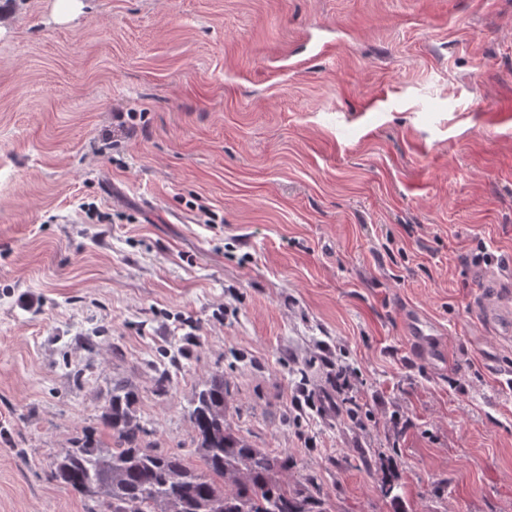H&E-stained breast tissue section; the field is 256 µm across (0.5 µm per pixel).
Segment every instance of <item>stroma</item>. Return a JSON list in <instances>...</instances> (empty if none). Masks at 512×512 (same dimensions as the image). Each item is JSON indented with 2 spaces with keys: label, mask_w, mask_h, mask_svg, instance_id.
I'll list each match as a JSON object with an SVG mask.
<instances>
[{
  "label": "stroma",
  "mask_w": 512,
  "mask_h": 512,
  "mask_svg": "<svg viewBox=\"0 0 512 512\" xmlns=\"http://www.w3.org/2000/svg\"><path fill=\"white\" fill-rule=\"evenodd\" d=\"M493 291L512 0H0V512H93L52 463L113 446L118 384L141 443L191 456L215 374L324 512H512ZM415 318L417 321H412V339L420 349L429 354L434 360H443L445 358V349L442 344L436 342L431 326L420 317Z\"/></svg>",
  "instance_id": "1"
}]
</instances>
